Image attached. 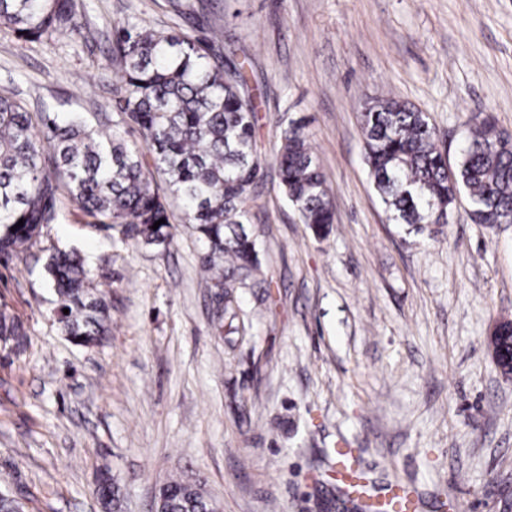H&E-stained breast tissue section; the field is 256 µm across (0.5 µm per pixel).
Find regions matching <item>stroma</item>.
<instances>
[{"instance_id":"35a3bbf8","label":"stroma","mask_w":512,"mask_h":512,"mask_svg":"<svg viewBox=\"0 0 512 512\" xmlns=\"http://www.w3.org/2000/svg\"><path fill=\"white\" fill-rule=\"evenodd\" d=\"M184 2L82 0L86 33L71 40L0 29V93L35 116L113 117L114 25L194 34L241 66L260 156L305 120L333 230L314 237L273 192L249 201L270 299L241 292L245 331L219 336L178 201L164 249L119 240L60 193L59 222L0 257V308L27 331L0 342V491L24 512H101L107 467L121 512H152L179 476L219 512H331L349 448L368 501L398 478L416 512H512V378L490 347L512 321V224L473 223L462 204L438 236L390 222L360 131L363 101L390 92L426 112L449 163L471 115L512 133V0ZM72 248L106 295L110 334L92 348L62 335L43 275Z\"/></svg>"}]
</instances>
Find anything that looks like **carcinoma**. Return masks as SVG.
<instances>
[{
	"mask_svg": "<svg viewBox=\"0 0 512 512\" xmlns=\"http://www.w3.org/2000/svg\"><path fill=\"white\" fill-rule=\"evenodd\" d=\"M78 0H0V28L31 42L82 35ZM112 62L123 83L117 101L121 119L93 122L82 112L44 111L35 126L24 105L0 94V253L34 246L44 227L59 220L57 200L66 189L97 223L149 247H168L173 225L167 192L183 206L186 223L204 239L200 269L220 314L216 330L234 332L241 288H267L258 239L247 228V200L264 177L255 149V105L247 81L202 52L182 31L138 23L114 26ZM365 159L388 219L417 233H443L440 219L464 191L476 224H512V135L489 115L469 119L468 136L454 171L440 151L426 113L392 95L369 99L360 113ZM141 142L125 138V129ZM277 190L318 238L334 224L325 174L301 120L282 128L274 156ZM164 220L152 229L158 220ZM23 225H18V221ZM46 276L56 303L69 309L58 318L78 346L99 344L109 332L103 294L76 251L49 256ZM498 363L512 359L509 321L498 324ZM0 336L16 344L26 338L22 322L0 309ZM106 512H120V497L105 471L97 491ZM163 512H209L199 486L173 479L161 486Z\"/></svg>",
	"mask_w": 512,
	"mask_h": 512,
	"instance_id": "cac0c4a2",
	"label": "carcinoma"
}]
</instances>
